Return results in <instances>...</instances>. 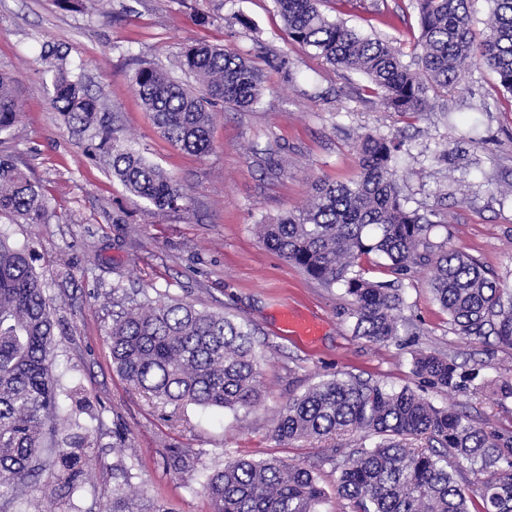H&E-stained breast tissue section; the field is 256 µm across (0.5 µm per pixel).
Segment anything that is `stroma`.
I'll return each instance as SVG.
<instances>
[{
    "label": "stroma",
    "instance_id": "35a3bbf8",
    "mask_svg": "<svg viewBox=\"0 0 512 512\" xmlns=\"http://www.w3.org/2000/svg\"><path fill=\"white\" fill-rule=\"evenodd\" d=\"M321 9L363 35L396 42L411 62L419 30L410 0H325ZM109 10L104 17L63 9L57 0H0V72L16 77L22 112L0 135V156L17 159L50 199L46 223L14 224L10 233L33 247L54 299L55 372L65 388L80 389L101 420L76 512H100L121 484L123 466L135 473L127 493L144 512L160 503L174 512H211L203 475L237 456L313 466L325 492L321 512H346L329 455L355 446L356 436L281 442L272 433L289 397L336 377L422 389L436 406L466 410L491 436H511L512 402L499 404L493 391L512 378V347L452 333L430 292L429 267L403 282L398 341L375 344L355 336L342 288L311 279L259 234L260 225L308 204L314 181L355 178L358 141L375 131L403 141L400 183L411 208L437 212L431 240L465 251L512 290V95L495 75L473 67L440 110L403 116L385 111L364 75L335 70L289 39L274 0H112ZM198 43L253 62L265 86L255 110L215 109L204 155L164 139L129 82L147 60L193 84L179 59ZM46 44L61 46L69 68L114 113L133 147L187 189L189 210L153 215L105 160L87 155L85 141L72 137L48 104L51 75L40 58ZM443 149L447 161L435 163ZM118 282L248 321L264 354L261 403L245 412L165 407L135 390L113 366L106 336L112 307L104 296ZM288 305L325 318L318 343L282 335L277 315ZM420 350L472 373L467 389L422 386L412 372Z\"/></svg>",
    "mask_w": 512,
    "mask_h": 512
}]
</instances>
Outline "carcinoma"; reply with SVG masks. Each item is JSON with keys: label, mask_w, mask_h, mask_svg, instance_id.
<instances>
[{"label": "carcinoma", "mask_w": 512, "mask_h": 512, "mask_svg": "<svg viewBox=\"0 0 512 512\" xmlns=\"http://www.w3.org/2000/svg\"><path fill=\"white\" fill-rule=\"evenodd\" d=\"M288 37L312 48L332 67L365 75L385 111L427 112L461 86L469 67L491 71L512 95V0L493 4L486 31L471 28L473 0H412L420 51L406 64L389 42L330 20L319 0H275ZM51 106L72 133H90L91 150L110 158L112 176L155 213L187 208L189 195L157 164L132 149L108 124L104 104L72 74L57 50ZM181 68L190 89L163 70L140 64L131 86L154 126L183 150L211 148L213 108L250 110L260 101L264 75L223 48L197 44ZM21 116L16 80L0 73V134ZM401 145L365 134L360 168L347 183L317 182L311 202L261 225L264 243L314 280L351 298L353 331L374 343L400 336L404 305L398 282L430 266V289L448 313L451 330L471 341L512 347V292L487 277L459 250L430 240L435 221L406 205L393 164ZM49 199L13 160L0 156V216L14 224L47 222ZM388 261L394 282L372 281L356 269L362 255ZM112 323L106 330L112 362L137 391L163 405L248 409L259 404L261 355L249 325L234 316L179 300H153L112 285ZM54 329L42 277L27 246L0 228V498L17 500L47 476L58 502H72L89 482L97 428L77 412L62 416L64 388L54 373ZM413 373L438 389L458 391L468 379L448 358L415 355ZM359 435L356 448L335 449L336 494L348 512H512V448L489 436L468 415L438 407L410 387L373 379L322 380L288 398L274 421L280 441ZM423 437L426 448L408 440ZM481 478L470 481L463 464ZM202 489L212 512H319L323 491L311 467L278 458L232 459L206 475ZM103 512H133L123 486Z\"/></svg>", "instance_id": "obj_1"}]
</instances>
